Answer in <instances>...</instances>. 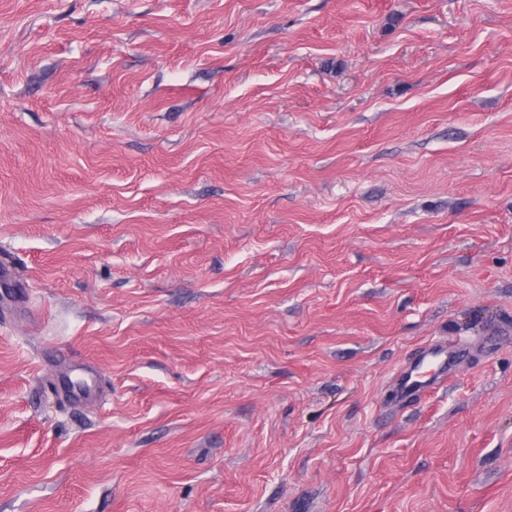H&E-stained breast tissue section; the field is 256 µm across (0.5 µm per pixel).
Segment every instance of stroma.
Here are the masks:
<instances>
[{"label": "stroma", "mask_w": 512, "mask_h": 512, "mask_svg": "<svg viewBox=\"0 0 512 512\" xmlns=\"http://www.w3.org/2000/svg\"><path fill=\"white\" fill-rule=\"evenodd\" d=\"M2 257L0 512H512V0H0ZM460 351L452 342H442L424 350L414 358L416 362L405 373L399 372L395 389L402 397H420L427 390L444 381L459 364Z\"/></svg>", "instance_id": "obj_1"}]
</instances>
